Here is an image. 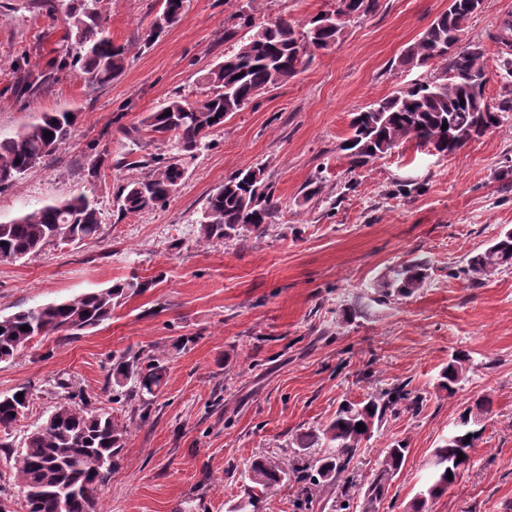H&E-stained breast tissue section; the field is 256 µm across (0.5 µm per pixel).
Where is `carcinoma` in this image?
<instances>
[{
  "instance_id": "cac0c4a2",
  "label": "carcinoma",
  "mask_w": 512,
  "mask_h": 512,
  "mask_svg": "<svg viewBox=\"0 0 512 512\" xmlns=\"http://www.w3.org/2000/svg\"><path fill=\"white\" fill-rule=\"evenodd\" d=\"M104 0H76L67 14L65 47L48 65L58 71L74 68L84 82L104 85L125 68L128 51L104 35L101 17ZM380 0H334V8L320 11L304 26L279 16L255 23L242 6L232 15L231 28L224 39L241 37L235 50L202 77L208 92L189 102L180 96L165 100L148 113L141 125L148 141L166 152L132 158L122 164L143 173L121 185L116 194L119 211L132 214L165 205L182 185L188 172L187 159L206 146L211 131L220 128L236 112L242 111L259 93L276 89L297 76L318 51L337 43L346 28L374 13ZM482 0H449L418 40L403 54L400 63L425 67L437 63L439 71L399 94L382 99L357 113L350 122V134L338 146L348 170L354 171L382 158L400 145L414 141L454 156L472 141L480 112H486L487 129L498 127L504 113L512 110L507 99L498 110L485 102L487 84L485 53L478 44L461 45L466 21L478 11ZM165 22L174 24L184 8V0H161ZM170 115H165V112ZM75 119L66 112H45L41 118L9 137H0V189L12 187L25 174L44 164L70 139ZM447 129H442V125ZM51 136H44V132ZM280 209V201L265 183L264 168L248 166L237 170L207 198L199 224L208 239H229L240 230L264 234ZM100 209L83 193L62 202H49L0 221V261L20 260L48 245L59 243L60 231L70 241L81 242L99 234ZM512 266V230H507L485 250L473 255L467 272L483 276ZM429 261L411 259L388 269L373 285L383 298L407 297L422 288L428 278ZM147 284L131 277L111 286L59 303L18 311L0 318V362L11 360L37 336L63 333L67 336L93 329L112 318V309L128 294ZM26 325L29 330H21ZM469 355L459 351L440 373L439 387L450 394L457 390L466 371ZM165 367L149 357L121 356L112 361L107 385L112 402L134 400L154 394L164 384ZM64 398L48 418L23 439L15 458V477L27 512H99V496L110 480L112 465L125 447L127 426L109 411L88 409L81 395L58 382ZM0 395V431H8L28 408L31 392ZM422 399L397 383L357 403H344L327 424L295 438L298 451L323 449L322 455L288 470L268 457L250 461L247 479L250 493L230 512H259L260 494L279 483L294 479L302 485L306 499L314 500L326 491L340 495V509L353 498L350 464L364 452L363 442L372 436L375 424L388 413L402 409L418 412ZM492 414V400L481 397L459 414V424L434 449L432 472L414 496L411 512H425L427 502L442 495L473 463L472 452L480 437L476 426ZM365 429H356L357 423ZM409 449L397 442L385 450L367 484L362 512H375L390 482L400 473ZM464 455L458 460V455ZM452 478H447V475Z\"/></svg>"
}]
</instances>
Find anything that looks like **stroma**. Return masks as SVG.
<instances>
[{"mask_svg":"<svg viewBox=\"0 0 512 512\" xmlns=\"http://www.w3.org/2000/svg\"><path fill=\"white\" fill-rule=\"evenodd\" d=\"M249 6L256 22L282 15L303 24L325 0H185L177 24L146 41L158 0H109L102 25L128 46L124 71L107 85L76 71L49 72L67 32L54 15L0 0V136L45 112H72L73 136L44 165L0 192V220L82 192L101 212L99 234L18 261H0V317L71 299L137 276L146 289L111 320L76 337L41 336L0 362V394L25 387L29 407L0 448V512H26L14 458L24 437L57 404L59 379L90 408L111 398L112 359L146 350L166 366L144 412L116 411L125 448L101 492L102 512H230L247 495L244 464L257 456L290 463L293 440L397 382L420 394L417 413L387 415L357 461L370 476L395 442L409 453L377 512H406L431 473L433 450L467 402L481 395L493 413L474 466L428 512H512V269L473 279L467 260L512 229V121L461 153L443 157L408 142L348 171L338 146L353 113L392 96L434 67L399 60L448 0H380L328 52L281 87L260 94L214 130L169 202L120 216L116 194L128 168H89L119 158L142 119L169 97L203 98L199 78L235 46L228 19ZM512 0H483L464 40L483 47L485 100L500 107L505 73L500 36ZM38 84L17 91L21 68ZM260 165L281 205L265 234L246 230L215 242L198 223L207 197L236 170ZM321 176L314 199L304 197ZM431 261L422 288L374 301L372 283L418 255ZM470 356L455 395L438 386L457 351ZM286 481L260 499V512H332L330 497L303 506Z\"/></svg>","mask_w":512,"mask_h":512,"instance_id":"1","label":"stroma"}]
</instances>
